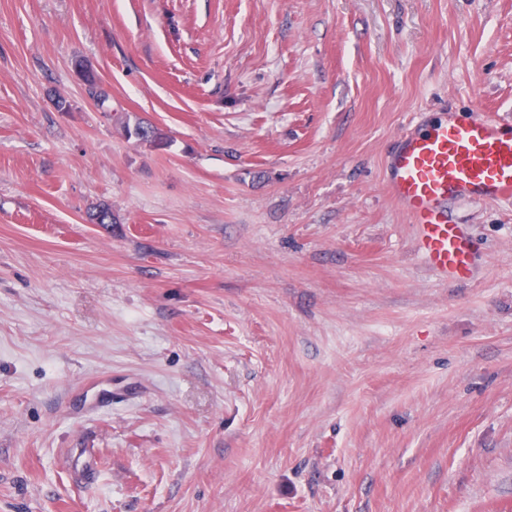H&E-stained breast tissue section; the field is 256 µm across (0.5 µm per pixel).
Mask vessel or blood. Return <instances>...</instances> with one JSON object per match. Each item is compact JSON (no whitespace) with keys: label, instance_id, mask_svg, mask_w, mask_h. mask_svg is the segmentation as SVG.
I'll use <instances>...</instances> for the list:
<instances>
[{"label":"vessel or blood","instance_id":"b4317fda","mask_svg":"<svg viewBox=\"0 0 512 512\" xmlns=\"http://www.w3.org/2000/svg\"><path fill=\"white\" fill-rule=\"evenodd\" d=\"M385 187L410 218L417 251L444 280L476 273L474 242L448 218L454 202L512 201V122L418 113L384 160Z\"/></svg>","mask_w":512,"mask_h":512}]
</instances>
